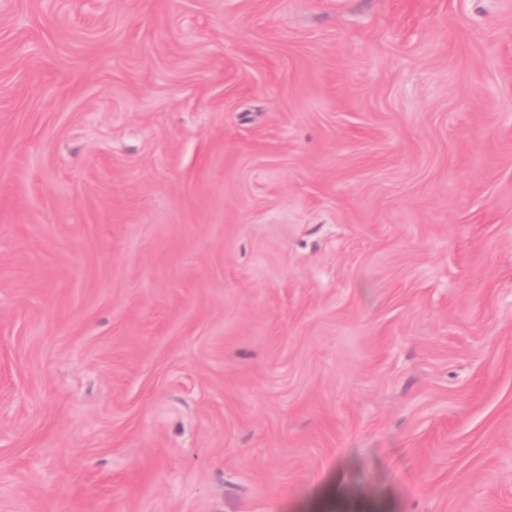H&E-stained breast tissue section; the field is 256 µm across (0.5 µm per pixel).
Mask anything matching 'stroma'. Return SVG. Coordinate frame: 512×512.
I'll use <instances>...</instances> for the list:
<instances>
[{
  "label": "stroma",
  "mask_w": 512,
  "mask_h": 512,
  "mask_svg": "<svg viewBox=\"0 0 512 512\" xmlns=\"http://www.w3.org/2000/svg\"><path fill=\"white\" fill-rule=\"evenodd\" d=\"M0 512H512V0H0Z\"/></svg>",
  "instance_id": "1"
}]
</instances>
